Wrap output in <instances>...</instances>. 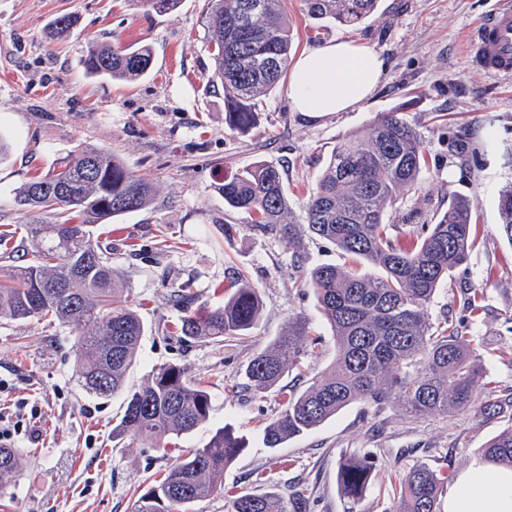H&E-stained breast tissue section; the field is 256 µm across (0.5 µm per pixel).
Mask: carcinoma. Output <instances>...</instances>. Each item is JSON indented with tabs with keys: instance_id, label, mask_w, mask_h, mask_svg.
Returning a JSON list of instances; mask_svg holds the SVG:
<instances>
[{
	"instance_id": "carcinoma-1",
	"label": "carcinoma",
	"mask_w": 512,
	"mask_h": 512,
	"mask_svg": "<svg viewBox=\"0 0 512 512\" xmlns=\"http://www.w3.org/2000/svg\"><path fill=\"white\" fill-rule=\"evenodd\" d=\"M284 0H208L206 11L215 68L212 86L224 91V122L240 133L255 122L258 105L287 77L292 35ZM306 15L320 23L352 26L373 13L377 0H302ZM180 0H132L157 14ZM148 46L90 43L89 74L136 82L150 69ZM426 170V149L417 128L401 112H383L365 131L342 139L327 160L315 188L302 204L309 232L349 258L342 266L322 264L306 271L318 309L330 327L336 355L303 389L284 395L282 410L265 429L270 448L307 433L346 407L398 404L409 418L453 416L479 406L494 417L512 393L499 395L487 379L473 339L463 325L433 323L429 305L441 287L454 292L452 272L467 262L475 243L473 204L453 199L434 224L416 236L398 238L385 223L389 208ZM224 205L250 223L293 237L294 215L283 171L256 163L222 185ZM152 183L136 176L116 155L92 144L59 157L43 176L22 185L18 206L33 215L53 213V224L31 220L33 262L0 272V317H51L77 332L78 378L90 394L106 397L125 386L145 325L122 299L124 284L92 228L140 211L154 199ZM499 232L512 244V183L498 193ZM469 314L482 310L483 292H458ZM181 309L178 329L187 340L224 341L251 334L263 302L242 283L224 303L194 308L184 294L172 295ZM319 346L294 322L270 346L257 352L245 371L255 395L276 387ZM210 394L186 368L167 365L128 392L114 431L150 442H176L210 417ZM246 449L243 438L220 428L202 448L181 450L183 458L140 495L136 512H190V506L218 492L227 512H286L275 494L224 490V470ZM488 461L512 466V428L482 449ZM21 465L18 451L0 445V497L10 493ZM371 457L339 465L341 491L351 499L366 492ZM453 475L415 465L400 482L397 512H440Z\"/></svg>"
}]
</instances>
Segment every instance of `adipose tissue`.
<instances>
[{
    "label": "adipose tissue",
    "mask_w": 512,
    "mask_h": 512,
    "mask_svg": "<svg viewBox=\"0 0 512 512\" xmlns=\"http://www.w3.org/2000/svg\"><path fill=\"white\" fill-rule=\"evenodd\" d=\"M383 72L384 61L371 47L347 39L325 42L291 66V106L312 115L348 111L374 94ZM444 510L512 512V467L471 460L457 475Z\"/></svg>",
    "instance_id": "obj_1"
}]
</instances>
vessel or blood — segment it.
Listing matches in <instances>:
<instances>
[{"instance_id": "b4317fda", "label": "vessel or blood", "mask_w": 512, "mask_h": 512, "mask_svg": "<svg viewBox=\"0 0 512 512\" xmlns=\"http://www.w3.org/2000/svg\"><path fill=\"white\" fill-rule=\"evenodd\" d=\"M469 57L480 72L512 75V0L482 20L472 39Z\"/></svg>"}]
</instances>
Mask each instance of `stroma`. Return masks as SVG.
I'll use <instances>...</instances> for the list:
<instances>
[{
	"label": "stroma",
	"mask_w": 512,
	"mask_h": 512,
	"mask_svg": "<svg viewBox=\"0 0 512 512\" xmlns=\"http://www.w3.org/2000/svg\"><path fill=\"white\" fill-rule=\"evenodd\" d=\"M500 0H378L373 14L353 27L317 28L300 0H288L293 55L334 39L374 48L386 62L376 92L347 112L313 117L294 111L287 85L267 97L246 133L224 123V93L211 86L207 0H181L167 15L137 9L129 0H0V137L9 157L0 162V230L15 233L12 253L0 250V270L29 262L15 190L45 174L56 158L85 144L118 155L159 192L145 209L100 225L96 236L112 249L124 296L146 327L138 358L126 377L137 388L163 365L186 367L211 397L210 421L187 437L203 447L218 427L231 426L247 443L224 471V486L272 492L289 501L304 491L307 512H396L393 487L417 463L461 472L496 434L512 428V406L494 418L469 411L413 420L397 404L345 408L336 419L278 448L263 442L281 409L271 391L253 396L245 369L288 322H305L310 335L333 346L304 269L339 264L332 244L295 227L296 244L247 223L224 205L220 187L257 163L283 167L288 200L300 212L331 152L383 112H402L424 137L428 169L415 190L389 210L398 235L422 231L455 197L472 200L479 241L454 278L483 291L472 316L438 292L433 320L463 323L498 389H512V244L497 229L499 190L512 182V76L475 71L468 50L477 24ZM77 24L56 39V19ZM114 46L147 45L150 72L133 83L86 73L91 40ZM238 280L264 302L250 336L199 342L175 334L174 291L197 306L220 300L214 286ZM125 391L100 398L78 382L74 332L65 324L0 319V408L20 414L23 431L13 446L23 466L0 512H134L150 481L171 466L176 451L113 435ZM375 457L364 496H343L341 460Z\"/></svg>",
	"instance_id": "1"
}]
</instances>
